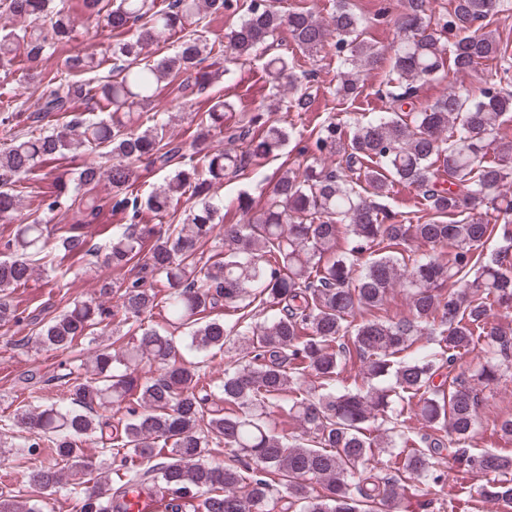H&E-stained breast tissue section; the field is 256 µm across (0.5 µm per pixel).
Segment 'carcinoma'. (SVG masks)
I'll list each match as a JSON object with an SVG mask.
<instances>
[{"label": "carcinoma", "mask_w": 512, "mask_h": 512, "mask_svg": "<svg viewBox=\"0 0 512 512\" xmlns=\"http://www.w3.org/2000/svg\"><path fill=\"white\" fill-rule=\"evenodd\" d=\"M396 40L391 46L385 115L356 121L349 128L326 118L310 133L312 162L286 169L275 179L259 215L246 193L236 198L235 224H222L223 202L214 188L224 179L274 160L289 133L258 113L237 126H224L233 104L213 97L197 124L190 146L204 171L184 151V142L166 136L168 122L147 125L138 109L159 96L161 84L178 82L181 97H198L224 75L205 66L218 53L235 65L262 62L269 84L265 111L281 106L306 112L311 94L298 89L288 58L270 54L286 29L299 49L314 56L329 47L340 61L336 93L356 98L363 73L382 63L379 50L363 37V21L350 0H335L329 23L309 9L288 13L275 0H0V12L28 21L19 31L0 35V70L8 76L22 61L35 63L54 45L76 38L94 23L112 33L111 56L84 49L66 60L67 72L91 71L112 60V79L96 85L66 76L30 114L0 106V129L10 142L0 148V221L15 218L22 188L36 168L51 166L43 192V211L61 208L75 174L87 187L71 199L74 233L61 249L75 263L91 248L78 225L101 221L105 212H129L131 223L112 234L105 264L139 267L138 277L112 286L105 279L100 300L71 301L45 320L35 316L37 341L68 350L85 336L104 335L111 311L105 298L119 292L132 342L121 351L99 345L91 374L70 368L38 382L67 387L70 405L31 411L18 407L4 426L18 427L14 445L25 459L49 450L52 462L31 470L35 492L64 485L67 472H93L85 445H100L119 461L116 485L96 481L77 496L79 512H128L129 496L158 499L164 512H273L277 486L285 485L301 512H399L406 476L424 479V491L446 480L438 457L454 449L458 468L485 478L481 496L512 502V457L475 453L467 442L476 429L478 393L467 380L435 382L455 365L457 354L478 344L495 357L474 377L486 385L512 372L502 352L512 333L490 320L495 304L512 307V142L497 140L499 127L512 121V41L495 30L478 32L477 22L512 10V0H451L434 8L432 0H397ZM207 11L237 16L224 39L209 41L194 26ZM177 37V50L150 64L144 51ZM499 63L496 78L475 94L446 93L416 112L417 83L444 75L448 67L466 73L484 61ZM95 99L106 117L90 121L75 105ZM72 113L60 127L36 131L26 122ZM228 133L240 150H208L211 132ZM111 161L107 167L86 156ZM147 161L170 169L149 195L130 191L136 164ZM102 180L112 193H92ZM412 186L427 202L429 217L413 223L397 213L383 222L382 205L391 186ZM194 205L177 216L184 196ZM149 213L157 224H138ZM502 217L493 224L491 215ZM176 224H161L165 217ZM224 235V251L203 259L204 247ZM501 235L507 246L486 255L480 247ZM448 247L440 257L420 254L412 243ZM49 241L40 219L19 225L0 251V321L20 320L4 291L26 284L36 257ZM409 290L413 317L355 322L357 312L382 305L396 285ZM162 308L170 325L187 329L189 349L217 354L234 345L236 359L217 385L227 409L208 407L206 372L201 362H185L175 338L145 324ZM237 312L228 323L217 309ZM430 336L433 348L404 360L416 337ZM355 351L363 363L364 385L335 388L342 359ZM154 368L141 376L139 367ZM322 379L323 391L301 387L306 373ZM288 405L304 434L288 441L275 432L269 409ZM116 407L117 423L99 414ZM429 432L415 439L397 424L405 406ZM411 448L394 474L369 466L375 450ZM224 449V466L205 457ZM322 491L313 495L309 484ZM0 512H42L40 500L20 506L0 497Z\"/></svg>", "instance_id": "cac0c4a2"}]
</instances>
